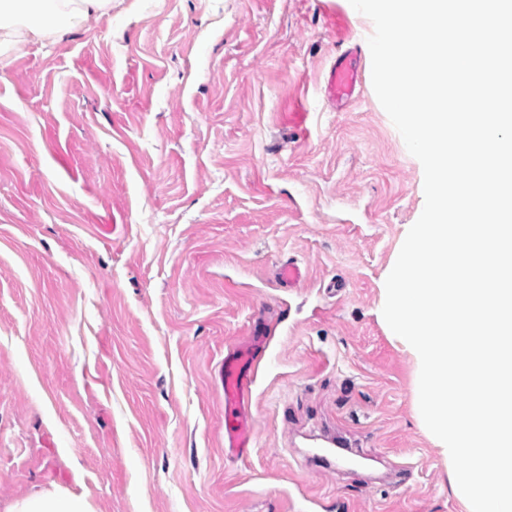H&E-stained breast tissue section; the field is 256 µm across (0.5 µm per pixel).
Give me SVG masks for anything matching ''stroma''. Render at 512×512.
<instances>
[{
    "label": "stroma",
    "instance_id": "35a3bbf8",
    "mask_svg": "<svg viewBox=\"0 0 512 512\" xmlns=\"http://www.w3.org/2000/svg\"><path fill=\"white\" fill-rule=\"evenodd\" d=\"M373 31L349 0H112L0 47V512H465L376 315L425 197ZM256 329L232 456L219 369ZM338 438L358 466L305 464ZM350 54L333 64L327 79L328 98L336 103L352 99L356 86L361 84L362 76ZM12 512H93L82 497L67 492L45 493L18 503Z\"/></svg>",
    "mask_w": 512,
    "mask_h": 512
}]
</instances>
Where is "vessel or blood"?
Returning a JSON list of instances; mask_svg holds the SVG:
<instances>
[{
  "label": "vessel or blood",
  "mask_w": 512,
  "mask_h": 512,
  "mask_svg": "<svg viewBox=\"0 0 512 512\" xmlns=\"http://www.w3.org/2000/svg\"><path fill=\"white\" fill-rule=\"evenodd\" d=\"M361 82L362 76L353 57L344 56L329 71L327 95L335 103L349 101ZM253 362V352L249 349L239 350L237 355L224 360V446L232 451L251 447L255 438L247 409L248 371Z\"/></svg>",
  "instance_id": "obj_1"
}]
</instances>
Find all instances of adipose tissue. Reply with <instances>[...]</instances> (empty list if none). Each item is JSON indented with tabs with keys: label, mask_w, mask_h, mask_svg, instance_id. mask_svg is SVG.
Segmentation results:
<instances>
[{
	"label": "adipose tissue",
	"mask_w": 512,
	"mask_h": 512,
	"mask_svg": "<svg viewBox=\"0 0 512 512\" xmlns=\"http://www.w3.org/2000/svg\"><path fill=\"white\" fill-rule=\"evenodd\" d=\"M108 17L112 0H0V45L57 40L90 14ZM13 512H93L82 497L45 493L18 503Z\"/></svg>",
	"instance_id": "obj_1"
}]
</instances>
